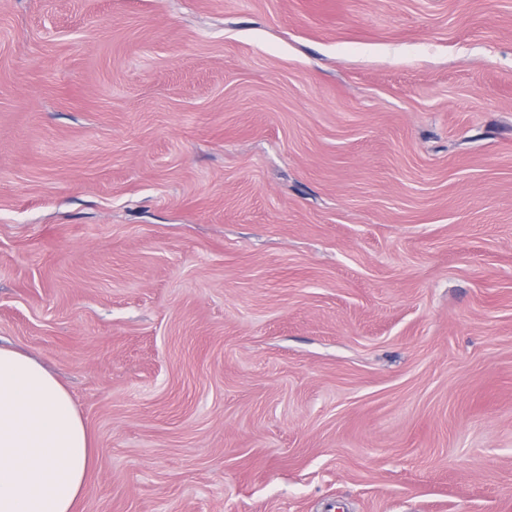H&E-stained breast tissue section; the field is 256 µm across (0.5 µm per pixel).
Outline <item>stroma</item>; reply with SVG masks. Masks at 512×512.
I'll use <instances>...</instances> for the list:
<instances>
[{"mask_svg": "<svg viewBox=\"0 0 512 512\" xmlns=\"http://www.w3.org/2000/svg\"><path fill=\"white\" fill-rule=\"evenodd\" d=\"M0 342L79 512H512V0H0Z\"/></svg>", "mask_w": 512, "mask_h": 512, "instance_id": "1", "label": "stroma"}]
</instances>
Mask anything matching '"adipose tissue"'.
Returning a JSON list of instances; mask_svg holds the SVG:
<instances>
[{"instance_id": "1", "label": "adipose tissue", "mask_w": 512, "mask_h": 512, "mask_svg": "<svg viewBox=\"0 0 512 512\" xmlns=\"http://www.w3.org/2000/svg\"><path fill=\"white\" fill-rule=\"evenodd\" d=\"M95 456L67 388L33 356L0 347V512H77Z\"/></svg>"}]
</instances>
